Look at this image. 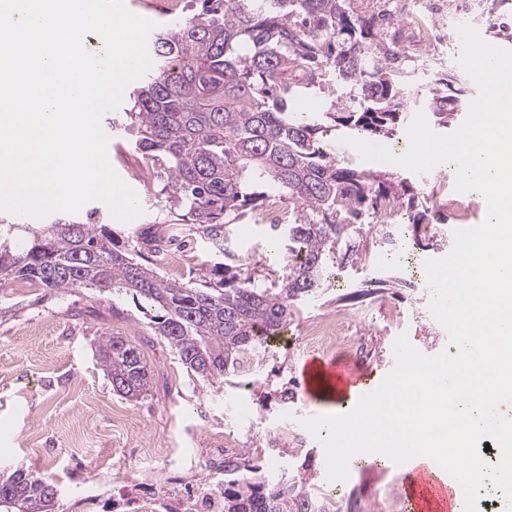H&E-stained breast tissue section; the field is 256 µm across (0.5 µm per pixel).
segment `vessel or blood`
Returning <instances> with one entry per match:
<instances>
[{
    "label": "vessel or blood",
    "mask_w": 512,
    "mask_h": 512,
    "mask_svg": "<svg viewBox=\"0 0 512 512\" xmlns=\"http://www.w3.org/2000/svg\"><path fill=\"white\" fill-rule=\"evenodd\" d=\"M321 375L338 383L354 401L377 387L376 381L364 372L340 369L335 362L316 356L305 358L300 372L304 391L313 392L315 381ZM456 487V481L447 473L433 469L424 458L417 457L403 464L402 483L397 492L406 499L410 512H452Z\"/></svg>",
    "instance_id": "obj_1"
}]
</instances>
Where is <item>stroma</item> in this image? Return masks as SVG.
Returning <instances> with one entry per match:
<instances>
[{
	"mask_svg": "<svg viewBox=\"0 0 512 512\" xmlns=\"http://www.w3.org/2000/svg\"><path fill=\"white\" fill-rule=\"evenodd\" d=\"M125 0L131 11L157 22L166 29L186 16L200 12L201 0ZM475 7L468 21L480 36L493 45L512 49V2L506 7L507 21L501 22L482 8L484 0H473ZM364 11L382 13L393 19L392 32L384 40L400 35L412 61L407 65L408 87L413 97L409 112L421 109V96L437 73L459 72L456 59L460 41L444 16L432 18V25L444 29L446 44L439 54H426L416 23L399 12V0H361ZM109 130L110 162L119 176L138 194L145 213L144 224H170L173 213L165 209L154 189L145 188L142 170L145 162L128 144L120 143V131L112 127L111 116H104ZM385 172L408 179L418 202L432 206L448 196L455 183L454 165H442L418 176L402 168L385 165ZM455 220L431 225V246H414L400 256L394 275L414 282L424 279V263L447 256L454 244ZM224 256L195 231L187 230L171 247V256L162 274L183 281L194 277L201 265L223 261ZM380 263L364 268L354 276L331 285L327 294L301 306L296 322L329 313L352 316L345 295L354 284L380 275ZM29 305L16 317L0 323V473L22 468L52 478L59 488L91 484L120 485L128 476L165 484L167 462L160 457L140 460L139 448L177 449L185 476H204V450L210 434L241 426L242 418L223 403L224 394L234 392L230 382L206 385L192 380L170 349L146 327L139 300L124 294L118 298L97 297L76 292L42 305L36 304V291L17 289ZM428 299H397L395 324L383 327L374 344L382 353L374 364L376 378H383L395 365L393 343L407 334L421 353L433 356L446 349L448 334L429 312ZM119 317H112V309ZM108 333L128 337L137 344L153 371L152 389L142 400L131 402L115 394L95 355V345ZM341 485L342 492L358 489L384 500L387 490L400 479V471L389 462L354 465Z\"/></svg>",
	"mask_w": 512,
	"mask_h": 512,
	"instance_id": "obj_1",
	"label": "stroma"
}]
</instances>
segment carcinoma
Here are the masks:
<instances>
[{"instance_id": "obj_1", "label": "carcinoma", "mask_w": 512, "mask_h": 512, "mask_svg": "<svg viewBox=\"0 0 512 512\" xmlns=\"http://www.w3.org/2000/svg\"><path fill=\"white\" fill-rule=\"evenodd\" d=\"M380 15L358 0H202L201 12L151 40L154 67L132 92L123 131L160 179L158 197L181 221L223 247L224 261L195 280L161 274L177 228L153 224L126 238L96 224L58 218L21 226L0 241V320L21 312L7 290H42L37 302L81 289L140 297L157 314L148 326L192 378L213 383L229 370H259L269 355L259 335L276 338L299 308L324 294L336 265L370 260V245L389 238L365 220L392 197L411 211L415 230L441 217L418 210L411 185L388 173L341 165L323 141L326 123L393 141L405 119L404 70L382 39ZM332 72L346 89L320 114L297 112ZM455 78L428 89L429 111L448 125V104H465ZM271 197L285 212L269 235L276 265L231 247L228 227ZM99 364L112 391L130 401L150 392L151 368L124 336L101 337ZM275 456L303 459L280 480L244 448L224 462V512H330L315 496L311 448L286 441ZM0 512H59L55 482L18 469L0 475Z\"/></svg>"}]
</instances>
